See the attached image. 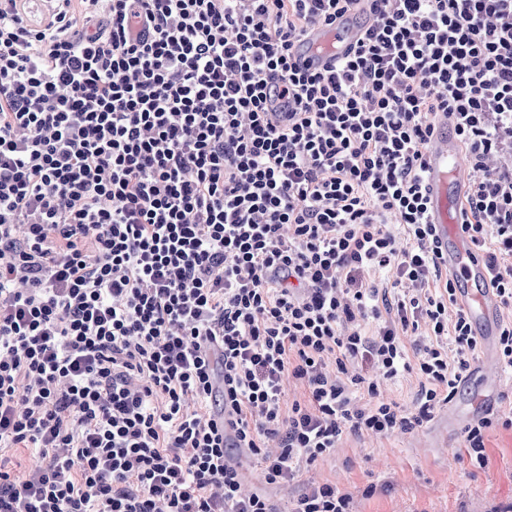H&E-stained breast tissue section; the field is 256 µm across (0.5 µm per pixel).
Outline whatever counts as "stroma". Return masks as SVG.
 Instances as JSON below:
<instances>
[{
	"instance_id": "obj_1",
	"label": "stroma",
	"mask_w": 512,
	"mask_h": 512,
	"mask_svg": "<svg viewBox=\"0 0 512 512\" xmlns=\"http://www.w3.org/2000/svg\"><path fill=\"white\" fill-rule=\"evenodd\" d=\"M476 397L463 382L449 407L413 431L389 437L347 438L323 461L308 468L302 482L265 485L261 467L249 455L236 463L246 489L267 491L280 508L306 486L332 483L350 493L352 512H498L512 503V428L495 425L487 432L488 468L473 467L463 435L471 418L450 432L441 423L449 408L470 409Z\"/></svg>"
}]
</instances>
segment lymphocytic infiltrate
<instances>
[{
	"instance_id": "lymphocytic-infiltrate-1",
	"label": "lymphocytic infiltrate",
	"mask_w": 512,
	"mask_h": 512,
	"mask_svg": "<svg viewBox=\"0 0 512 512\" xmlns=\"http://www.w3.org/2000/svg\"><path fill=\"white\" fill-rule=\"evenodd\" d=\"M358 3L0 0V512H279L233 452L289 484L454 397L481 344L426 152L446 115L512 308V0H368L352 54L301 67ZM406 373L410 411L380 394ZM350 503L325 483L288 512Z\"/></svg>"
}]
</instances>
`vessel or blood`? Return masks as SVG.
<instances>
[{
	"instance_id": "vessel-or-blood-1",
	"label": "vessel or blood",
	"mask_w": 512,
	"mask_h": 512,
	"mask_svg": "<svg viewBox=\"0 0 512 512\" xmlns=\"http://www.w3.org/2000/svg\"><path fill=\"white\" fill-rule=\"evenodd\" d=\"M363 33L362 25L347 21L335 26H315L299 43L300 64L317 70L329 68L334 59L348 52ZM436 130L427 151V187L431 202V221L440 243L442 258L457 282V296L466 305L470 320L479 323L484 335H494L498 321V301L488 281L487 268L468 237L459 218L450 214L453 199L467 177L461 165L462 153L448 131L447 116H438Z\"/></svg>"
}]
</instances>
